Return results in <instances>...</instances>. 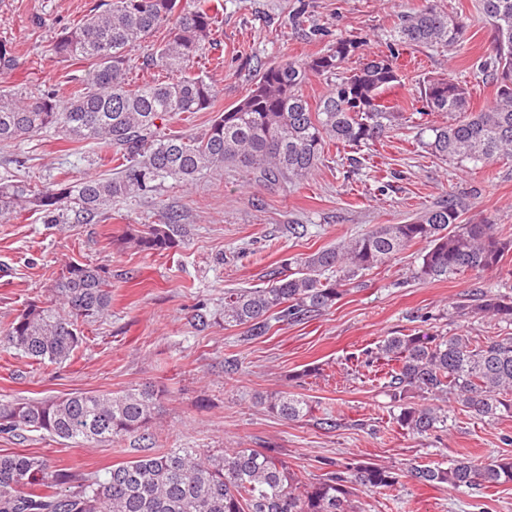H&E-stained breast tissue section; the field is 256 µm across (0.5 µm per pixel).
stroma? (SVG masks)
<instances>
[{
	"mask_svg": "<svg viewBox=\"0 0 512 512\" xmlns=\"http://www.w3.org/2000/svg\"><path fill=\"white\" fill-rule=\"evenodd\" d=\"M103 0H0V41L18 47L13 69L0 72V89L50 86L68 91L72 77H88L87 61L55 55L63 28L77 23ZM423 0H224L212 46L192 74L210 78L214 110L170 120L168 135H198L249 91L264 64L323 52L340 36L364 40V52L385 50L401 14ZM438 10L471 19L469 39L458 52L401 48L406 76L386 99L404 108L399 130L370 147L329 146L314 174L288 187H259L241 170L223 167L193 185L168 178L152 194L118 199L95 224H46L30 208L0 223V333L30 301L55 299L52 284L74 263L105 266L112 307L81 326V347L62 365L36 364L0 346V401L45 399L73 392L115 393L152 385L160 389L153 444L136 438L72 446L37 431L0 434V454L26 451L68 470L71 485L103 475L112 465L148 449L274 448L296 472L314 478L327 461H365L394 469L446 463L463 454L512 456V414L489 422L448 404L446 427L413 436L396 413L370 360L389 336H448L481 340L512 336V323L459 315L474 286L512 298V254L497 267L445 281L422 282L412 272L423 250L416 244L385 266L346 286L331 308L300 322H279L259 339L225 325V291L267 286L283 259L336 245L378 224H402L436 202L457 197L467 218L491 219L512 235V160L489 167L430 155L415 140L418 124L447 123L446 115L417 114L412 87L430 77L465 83L473 110L491 106L496 84L478 63L490 42L480 22L479 0H430ZM305 11L292 27L289 18ZM223 67H216V58ZM25 157L15 169L13 156ZM114 167L103 149L76 154L47 132L0 147V176L16 171L31 185L72 182ZM180 214L179 244L146 254L123 243L129 229L157 224L165 210ZM304 233L292 235L291 225ZM206 304L210 317L193 315ZM288 392L312 406L308 417L284 421L261 398ZM332 414L336 426L319 420ZM360 512H512V484L456 491L410 483L396 490L362 492Z\"/></svg>",
	"mask_w": 512,
	"mask_h": 512,
	"instance_id": "1",
	"label": "stroma"
}]
</instances>
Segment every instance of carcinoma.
Segmentation results:
<instances>
[{"mask_svg":"<svg viewBox=\"0 0 512 512\" xmlns=\"http://www.w3.org/2000/svg\"><path fill=\"white\" fill-rule=\"evenodd\" d=\"M480 19L491 31L481 71L497 83L494 103L470 109L461 83L433 78L418 83L413 101L423 113L445 112L448 123L422 128L419 144L441 159L490 166L512 158V0H480ZM221 0H110L92 10L55 42L56 55L92 62L91 78H76L65 94L37 87L19 95L0 90V146L44 132L108 149L118 161L112 176L78 183L30 184L0 177V222L18 206L40 211L46 224H90L115 199L144 196L173 178L192 183L202 172L234 166L270 184L285 186L313 175L325 147H369L399 126L402 109L384 95L404 82L397 66L402 45L457 49L471 23L432 5L401 15L387 53L360 54L363 42L338 37L323 53L282 60L260 69L248 93L219 114L205 132L164 136L165 122L212 107L215 85L203 76L153 82L138 89L127 79L128 55L142 50L147 69L178 72L194 64L213 41ZM358 57L357 65L346 64ZM327 82L311 107L303 86L311 76ZM465 207L449 199L404 224H378L342 246L283 260L270 286L224 293V325L263 337L272 322L302 321L331 307L359 275L421 242L414 278L442 281L466 271L499 266L512 239L485 218L462 219ZM179 215L162 212V223L145 224L124 236L148 253L175 247ZM61 306L31 302L9 324L8 347L38 364H62L83 343L80 322H93L111 306L106 268L72 264L54 284ZM512 322V300L476 293L458 313ZM377 358L396 362L387 372L388 395L398 426L423 436L446 425L443 404L487 421L512 411V336L482 341L465 334L388 336ZM159 392L151 385L120 393L75 392L51 399L0 402V433L42 431L75 445L126 436L151 440ZM268 412L298 421L308 401L281 393L264 399ZM325 477L305 481L274 448H235L208 455L199 448H167L136 457L78 486L69 475L29 453L0 455V512H357L360 490L395 489L410 481L460 490L512 484V458L463 456L448 467L392 469L371 462L336 466Z\"/></svg>","mask_w":512,"mask_h":512,"instance_id":"1","label":"carcinoma"}]
</instances>
